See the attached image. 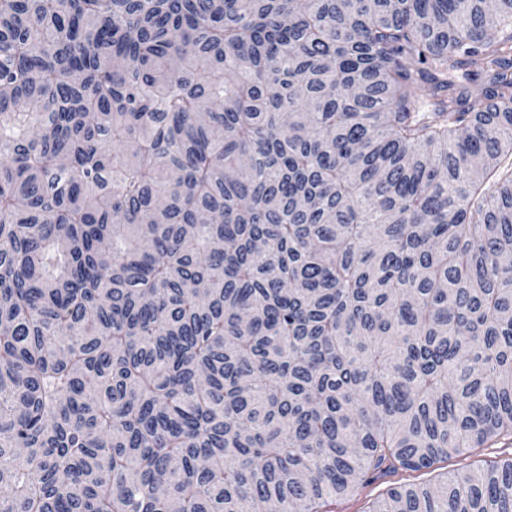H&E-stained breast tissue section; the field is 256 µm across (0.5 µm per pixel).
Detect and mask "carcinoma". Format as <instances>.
Segmentation results:
<instances>
[{
	"mask_svg": "<svg viewBox=\"0 0 512 512\" xmlns=\"http://www.w3.org/2000/svg\"><path fill=\"white\" fill-rule=\"evenodd\" d=\"M512 444V0H0V512H321ZM367 512H512V459ZM512 458V446L508 441L493 448H470L453 454L448 461L434 464L419 471H399L395 474L377 473L363 485L344 497L330 499L322 508L326 512H364L372 502L386 496L393 488L413 484H433L440 480L448 469L467 471L487 466L493 462H504Z\"/></svg>",
	"mask_w": 512,
	"mask_h": 512,
	"instance_id": "cac0c4a2",
	"label": "carcinoma"
}]
</instances>
